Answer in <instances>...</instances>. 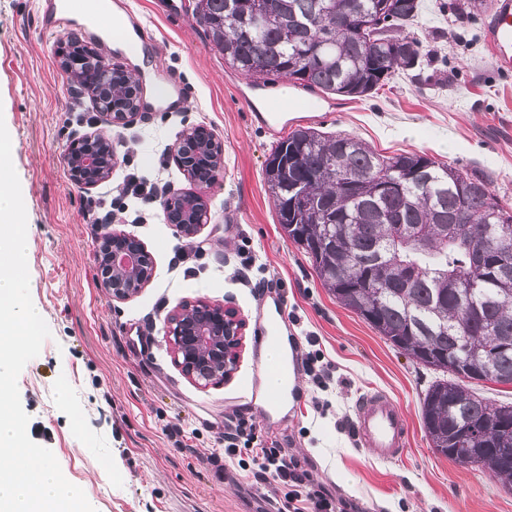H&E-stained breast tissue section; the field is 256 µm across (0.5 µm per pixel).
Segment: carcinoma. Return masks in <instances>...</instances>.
Returning <instances> with one entry per match:
<instances>
[{"label": "carcinoma", "mask_w": 512, "mask_h": 512, "mask_svg": "<svg viewBox=\"0 0 512 512\" xmlns=\"http://www.w3.org/2000/svg\"><path fill=\"white\" fill-rule=\"evenodd\" d=\"M413 0H195L193 16L235 72L288 79L346 100L368 97L399 72L420 79L421 42L404 33ZM370 18L356 39L336 21ZM264 181L284 233L312 259L345 308L427 369L442 372L421 407L430 447L459 464L478 448H511L512 430L464 434L501 418L469 387L491 371L512 378V207L483 177L418 153L382 155L362 140L298 128L280 140ZM472 224L477 235L456 225ZM489 262H469L473 244ZM489 472L512 487V453Z\"/></svg>", "instance_id": "cac0c4a2"}]
</instances>
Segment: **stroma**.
<instances>
[{
	"label": "stroma",
	"instance_id": "35a3bbf8",
	"mask_svg": "<svg viewBox=\"0 0 512 512\" xmlns=\"http://www.w3.org/2000/svg\"><path fill=\"white\" fill-rule=\"evenodd\" d=\"M40 0H0V118L27 213L30 294L50 330L18 377L30 439L49 448L95 512H277L283 485L253 475L246 453H228L224 432L244 420L266 443L297 459L346 502L345 512H512L504 490L478 465L433 451L421 423L434 371L402 355L322 287L311 260L284 234L263 179L276 145L256 120L275 91L306 90L280 79L266 87L229 69L192 16L191 0H131L150 29L156 64L173 72L187 105L177 111L144 85V113L105 125L90 96L73 91L55 55L70 35L40 34ZM468 0H422L410 30L431 83L395 76L373 96L342 101L320 92L302 126L342 132L385 155L424 153L484 174L512 205V77L494 70L486 8ZM210 128L224 146L218 179L202 194L210 214L191 239L168 224L159 201L125 194L137 173L174 196L193 191L173 148L189 126ZM102 130L119 141L109 179L90 189L70 178L71 139ZM111 201L112 223L140 240L153 278L137 297L112 300L95 260L103 232L88 199ZM205 301L236 308L247 327L236 370L201 386L174 363L168 313ZM282 303L283 338L300 361L318 355L330 380L302 376L286 407L263 386L260 313ZM383 391L410 423L403 457L376 459L352 434L364 393Z\"/></svg>",
	"mask_w": 512,
	"mask_h": 512
}]
</instances>
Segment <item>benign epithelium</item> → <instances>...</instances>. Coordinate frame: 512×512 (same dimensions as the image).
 I'll list each match as a JSON object with an SVG mask.
<instances>
[{
	"label": "benign epithelium",
	"mask_w": 512,
	"mask_h": 512,
	"mask_svg": "<svg viewBox=\"0 0 512 512\" xmlns=\"http://www.w3.org/2000/svg\"><path fill=\"white\" fill-rule=\"evenodd\" d=\"M99 88H90L78 81L74 87L89 93L102 111L105 122L119 127L136 117L141 108V87L129 71L123 68H107L99 63L97 70ZM202 137L212 140L218 156H223V146L215 134L205 125L187 129L175 144L176 159L198 186H208L217 180L219 169L208 176L198 178L185 164V148ZM64 160L71 180L89 189L105 181L118 162V154L112 139L101 131L86 133L73 138L67 146ZM201 203L191 223L183 222L173 209L174 198L164 200L162 207L167 222L176 233L186 239L194 238L206 221L204 199L194 193ZM96 262L100 269L108 271L101 278L100 286L116 301H127L137 296L153 277V267L144 245L129 234L110 229L103 236ZM246 321L235 308L225 304L208 305L199 313H192V306L181 305L166 317V335L173 345L174 363L191 380L206 384L229 378L234 371L239 348L243 344Z\"/></svg>",
	"instance_id": "obj_1"
}]
</instances>
